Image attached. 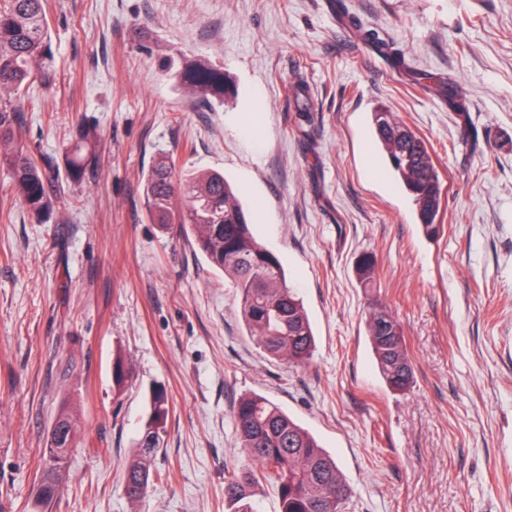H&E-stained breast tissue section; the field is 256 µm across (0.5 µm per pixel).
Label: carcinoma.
<instances>
[{
  "label": "carcinoma",
  "instance_id": "carcinoma-1",
  "mask_svg": "<svg viewBox=\"0 0 512 512\" xmlns=\"http://www.w3.org/2000/svg\"><path fill=\"white\" fill-rule=\"evenodd\" d=\"M47 0H0V165L10 171L12 190L30 219L41 223L58 205L64 185L80 183L99 159L102 143L92 126L80 123L61 160L34 154L17 135L24 112L34 100L25 97L36 79H48L53 59ZM185 92L204 100H224L234 89L224 72L196 63L181 72ZM374 128L385 158L417 205L424 233H440L442 183L426 143L398 123L391 112H374ZM145 208L161 231L187 238L209 266L230 278L240 301L241 320L256 345L272 359L295 366L308 362L314 332L298 293L286 283L279 257L253 235L248 213L216 170L176 172L169 157L157 160L145 178ZM366 332L379 371L393 392L414 382L400 323L384 306L367 310ZM150 414L139 431L138 453L124 472L127 497L138 500L152 480L151 461L163 447L169 416L161 386L150 392ZM240 446L248 464L224 476V499L231 512H258L251 502L259 480L275 487L279 512H343L351 489L336 460L318 440L264 395L240 398L233 410ZM64 445H79L77 419L62 410L52 424ZM68 460L42 462L38 485L44 509L59 498Z\"/></svg>",
  "mask_w": 512,
  "mask_h": 512
}]
</instances>
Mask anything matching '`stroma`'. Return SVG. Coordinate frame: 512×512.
Returning a JSON list of instances; mask_svg holds the SVG:
<instances>
[{
    "label": "stroma",
    "mask_w": 512,
    "mask_h": 512,
    "mask_svg": "<svg viewBox=\"0 0 512 512\" xmlns=\"http://www.w3.org/2000/svg\"><path fill=\"white\" fill-rule=\"evenodd\" d=\"M49 23L52 87H30L40 107L21 138L58 157L82 121L103 153L41 224L0 167V512H30L66 404L91 446L72 450L52 512H224V471L244 461L233 407L249 393L335 457L345 512H512V0H49ZM195 61L234 97L185 93ZM381 105L430 151L437 237L383 164ZM255 112L261 128L243 131ZM163 154L235 186L309 314L308 366L265 356L230 281L149 222L143 181ZM372 302L402 327L405 392L377 369ZM152 385L170 413L133 502L123 472Z\"/></svg>",
    "instance_id": "35a3bbf8"
}]
</instances>
